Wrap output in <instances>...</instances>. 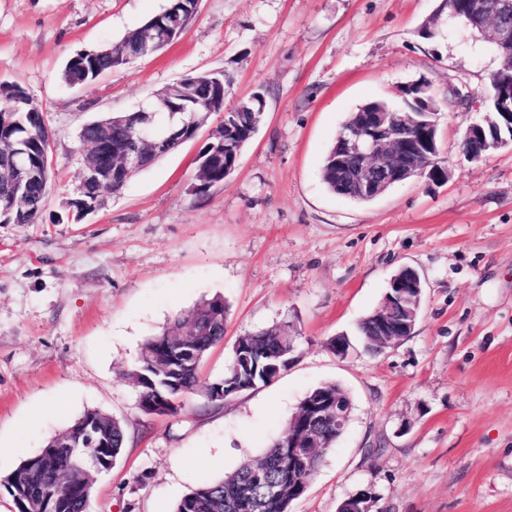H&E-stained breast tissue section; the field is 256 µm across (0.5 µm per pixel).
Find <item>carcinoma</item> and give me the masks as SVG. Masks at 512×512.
<instances>
[{
	"label": "carcinoma",
	"instance_id": "obj_1",
	"mask_svg": "<svg viewBox=\"0 0 512 512\" xmlns=\"http://www.w3.org/2000/svg\"><path fill=\"white\" fill-rule=\"evenodd\" d=\"M198 0H168L159 13L150 17L141 26L130 30L116 44L112 52L99 49L79 54L66 62L61 78L70 86H88L102 74L132 63L131 57L145 44H153L157 27L174 19L177 30L186 29L197 12ZM503 72L494 71L489 77L487 111L497 109V93ZM195 84V107L204 112L224 111L215 133L201 145L197 161L196 194L207 195L216 186L224 185L233 173L241 150L253 138L263 115L264 101L259 95L234 108L224 110V97L213 94L212 88L226 82L222 74L199 73L185 77ZM25 88L13 83H0V112L18 106V113L8 122L0 123V221L6 224H35L40 219L43 200L47 194L54 166L47 167L43 179L27 184L12 182L1 172L8 166L13 146L21 145L28 152L29 164L39 169L43 163L45 149L51 145L54 133L46 124L39 106H34L37 118H32L28 107L20 100L26 98ZM418 121V139L431 145L427 151L428 174L445 176L440 166L436 123L433 113L419 108L415 115ZM80 147L87 151H98V162L107 173L98 181L89 182L75 200L69 202L74 208L93 211L101 207L114 194L119 193L130 181V177L118 174L122 153L140 147L148 157L144 167L154 164L160 155L140 141L137 113H113L86 124L79 133ZM339 144H334L324 158L322 180L331 192L336 191V154ZM228 306L224 298L216 295L196 307L178 314L161 334L148 338L142 345L139 358L130 371V378L143 397L144 413L176 415L189 395H198L206 402L219 404L223 399L233 398L258 384L271 381L279 371L288 367L292 354L288 353V332L273 328L244 337L250 365L235 366V353H230L221 378H205L201 364L210 350L224 341V330L228 317ZM236 387L224 398L216 397L222 387ZM94 424L97 435L107 441V447L95 448L93 452L104 456L108 466H113L126 441L124 422L100 410H88L56 438L48 441L35 455L20 462L13 474L3 481V486L13 500L14 506L26 502L27 496L43 493L56 487L61 493L55 512H89L97 471L73 464V459L56 449L64 441L83 438L85 427ZM284 449L273 443L256 458L242 464L224 479L203 484L184 495L176 504L174 512H289L293 501L307 491L320 466L321 456H315L307 468L298 471L295 490L288 491V464ZM261 468L267 482L283 486L278 499H269L263 494V486L252 481V471Z\"/></svg>",
	"mask_w": 512,
	"mask_h": 512
}]
</instances>
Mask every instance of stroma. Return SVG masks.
<instances>
[{
    "label": "stroma",
    "mask_w": 512,
    "mask_h": 512,
    "mask_svg": "<svg viewBox=\"0 0 512 512\" xmlns=\"http://www.w3.org/2000/svg\"><path fill=\"white\" fill-rule=\"evenodd\" d=\"M167 0H0V82L22 85L56 136L40 220L0 224V482L90 409L121 418L122 454L91 512H173L282 439L298 403L334 383L352 410L290 512H337L369 493L387 512H512V145L472 161L461 136L485 113L500 56L440 0H198L182 35L88 87L67 60L113 44ZM201 72L226 106L262 94L233 175L194 193L199 145L136 173L81 223L64 222L88 122L129 112ZM428 81L446 176L359 205L330 192L324 157L350 113ZM424 283L412 334L371 356L355 337L401 267ZM222 295L224 374L239 336L289 326L299 345L268 384L173 416L144 414L126 373L173 316ZM145 483H136L137 475Z\"/></svg>",
    "instance_id": "obj_1"
}]
</instances>
